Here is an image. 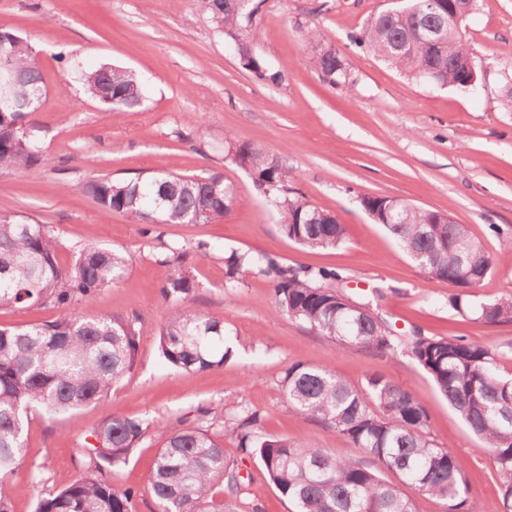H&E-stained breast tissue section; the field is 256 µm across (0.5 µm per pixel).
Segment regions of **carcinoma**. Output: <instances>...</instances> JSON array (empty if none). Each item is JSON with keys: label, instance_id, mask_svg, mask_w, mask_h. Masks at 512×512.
Returning <instances> with one entry per match:
<instances>
[{"label": "carcinoma", "instance_id": "1", "mask_svg": "<svg viewBox=\"0 0 512 512\" xmlns=\"http://www.w3.org/2000/svg\"><path fill=\"white\" fill-rule=\"evenodd\" d=\"M478 3L407 0L398 10L375 14L352 41L407 77L475 93L482 64L463 40L461 27ZM201 7L224 32L243 67L260 81L284 80V72L271 71L247 55L245 31L257 19L252 5L238 9L232 0H201ZM306 35L314 44L313 66L333 84H352L344 58L321 43L318 26ZM1 36L9 42L0 48V64L22 75L30 103L0 112V166L30 168L41 160L32 116L44 79L28 42L2 25ZM144 83L143 74L112 65L84 75L89 97L111 112L139 107ZM224 146L227 157L247 172L276 210L288 239L310 250L345 243L347 230L336 215L288 192L292 173L281 155L231 134L225 135ZM83 190L103 215L121 213L134 224H207L227 216L236 200L234 186L220 175L103 178ZM362 204L427 279L454 289L448 296L450 309L484 323H512L511 296L481 301L474 293L491 275L492 261L468 225L398 199L368 196ZM186 256L174 249L163 259L171 273L161 295L178 306L159 327V351L174 370L203 372L224 365L226 332L223 322L193 307L197 283ZM130 263L125 251L86 245L63 268L44 225L1 217L0 309H67L117 285ZM224 270L231 288L248 276L270 280L275 314L294 318L339 345L382 355L399 351L415 361L493 455L505 487L504 512H512V376L501 373L492 348L418 330L399 336L375 300L355 302L339 293L343 276L333 269L288 267L269 256L233 251L224 257ZM139 334L137 319L119 314L0 328V512H10L11 481L21 469L28 412L61 414L105 403L135 364ZM278 391L299 416L336 429L365 458H337L311 439L267 436L259 429L260 412L231 397L224 398L231 425L220 432L210 431L208 409L197 411L198 425L190 428L109 415L93 431L94 444L77 478L40 497L35 512H136L135 491L115 488L111 476L151 431L160 442L147 477L157 512H236L232 504L240 499L243 476L238 460L224 453L227 435L240 454L260 462L295 512H416L414 493L442 500L445 512H480L461 462L430 438L429 413L410 390L378 374L356 386L329 369L296 362L284 371ZM386 471L396 480H386Z\"/></svg>", "mask_w": 512, "mask_h": 512}]
</instances>
